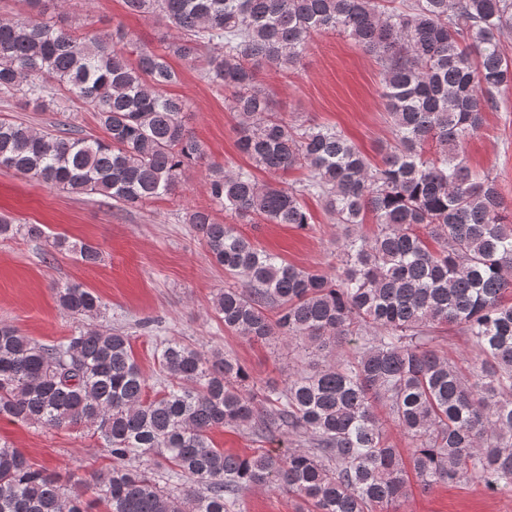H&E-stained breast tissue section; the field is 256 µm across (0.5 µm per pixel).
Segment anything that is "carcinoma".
I'll use <instances>...</instances> for the list:
<instances>
[{
    "instance_id": "carcinoma-1",
    "label": "carcinoma",
    "mask_w": 512,
    "mask_h": 512,
    "mask_svg": "<svg viewBox=\"0 0 512 512\" xmlns=\"http://www.w3.org/2000/svg\"><path fill=\"white\" fill-rule=\"evenodd\" d=\"M0 20V94L41 106L58 85L95 112L105 137H74L59 120L43 132L0 118V168L75 194L136 206L173 194L206 153L189 131L169 57L199 66L228 93L237 147L271 174L309 170L298 186L261 184L244 168L211 166V200L235 218L313 229L304 199L325 202L343 230L336 262L300 268L221 223L189 215L211 259L238 280L214 310L224 329L254 342L280 338L320 360L279 387H258L241 362L179 341L157 350L154 397L122 333L77 328L42 344L0 324V417L46 429L90 424L112 467L83 487L0 443V512H242L254 487L293 493L310 512H404L407 470L424 491L469 479L512 491V206L490 173L466 163L463 144L483 109L512 89L501 35L512 0H124L175 31L161 52L130 46L121 25L82 37L40 20L53 0H23ZM341 32L381 67L392 142L374 167L340 130L292 125L258 79L297 66L313 34ZM222 44L218 53L205 48ZM370 212L376 230L354 232ZM38 238L36 224L0 217V237ZM54 246L86 264L89 244ZM62 310L95 318L103 305L80 284L55 288ZM460 328L474 357L439 353ZM381 406L407 441L390 445ZM217 427L277 434L298 447L227 454ZM160 457L166 475L129 461ZM93 498L84 501L86 491Z\"/></svg>"
}]
</instances>
